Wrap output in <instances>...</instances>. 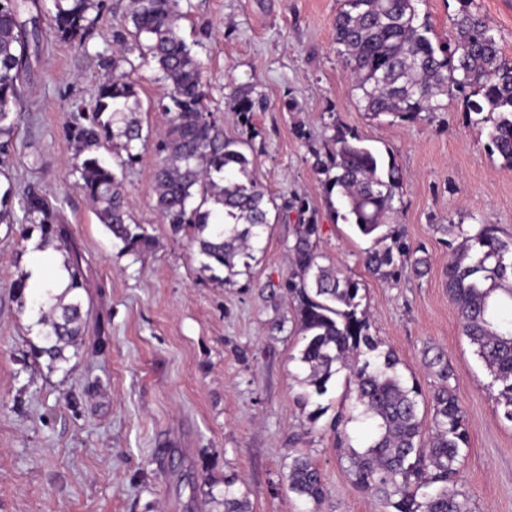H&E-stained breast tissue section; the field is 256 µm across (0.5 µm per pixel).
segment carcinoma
<instances>
[{
	"label": "carcinoma",
	"mask_w": 512,
	"mask_h": 512,
	"mask_svg": "<svg viewBox=\"0 0 512 512\" xmlns=\"http://www.w3.org/2000/svg\"><path fill=\"white\" fill-rule=\"evenodd\" d=\"M103 0H53L54 30L65 40L85 44L101 12ZM421 0H343L336 14L334 40L352 79V91L365 112L413 122L422 114L444 112V98L459 93L466 112L497 113L489 139L504 164L512 168V61L503 57L500 35L491 21L460 0L451 31L431 36L419 22ZM41 0H0V173L6 174L17 150L16 129L31 59L41 46ZM179 0H130L131 28L115 34L122 49L112 55V76L100 82L92 106L71 105L69 132L77 174L75 188L95 205V212L122 250L139 255L152 247L145 227L133 221L123 180L150 138H155L158 164L154 177L155 207L162 223L184 233L203 269H220L229 283L250 267L256 245L272 223L298 216L294 242L288 245L291 264L282 287L295 301V325L304 345L298 379L303 398L322 397L333 376L344 371L353 386L347 421L364 424L369 433L361 449L342 448L354 484L380 501L383 512H474L457 488L456 476L469 436L463 410L448 386L454 371L442 353L427 366L441 381L431 396V434L424 432L421 393L407 386L392 350H379L370 317L361 308L360 280L334 265L321 263L317 251L320 227L316 212L300 197L279 204L258 181L246 153L250 141L227 138L210 112L202 80V63L180 33ZM131 43L150 55L167 93L155 110L165 127L158 133L141 120V101L124 45ZM227 105L241 122L252 124L254 102L234 87ZM324 151L312 150L313 167L326 175L329 207L344 223L370 241L362 252L366 272L384 281L410 271L426 273L427 257L415 256L404 231L387 222L402 188V175L392 160L364 143L358 133L332 125ZM106 149V159L100 149ZM23 212L20 236L40 232L42 240L62 253L70 284L67 302L41 311L39 323L47 346L39 356L51 364L65 362V351L77 345L89 310L85 309L83 257L59 208L33 188L19 201L0 195V224H15L14 204ZM224 208V224L210 223L214 207ZM453 236L448 241L449 298L461 316L463 335L476 347L497 387L494 399L512 421V318L489 310L492 292L512 300V238L501 236L496 224L466 229L439 224ZM13 298L26 307V273L10 284ZM234 479L224 480V512H249L237 495ZM286 486L313 504L326 495L319 466L307 456L291 453Z\"/></svg>",
	"instance_id": "obj_1"
}]
</instances>
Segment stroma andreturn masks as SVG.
<instances>
[{
	"instance_id": "stroma-1",
	"label": "stroma",
	"mask_w": 512,
	"mask_h": 512,
	"mask_svg": "<svg viewBox=\"0 0 512 512\" xmlns=\"http://www.w3.org/2000/svg\"><path fill=\"white\" fill-rule=\"evenodd\" d=\"M341 0H181V35L203 63L207 108L227 137L246 133L228 110L229 87L254 100L249 157L277 200L306 198L322 226L317 250L364 284L362 305L381 350L430 396L427 362L443 351L457 378L469 432L457 476L474 512H512V422L491 394L492 378L462 335L448 297L447 237L436 227L496 224L512 236V168L470 122L461 97L421 120L393 122L363 111L336 52ZM129 0H104L84 45L43 27L40 58L26 82L17 153L0 193L36 186L60 208L84 261L90 312L68 362L49 366L44 346L9 285L29 258L0 224V512H224V480L236 481L250 512H382L359 490L336 450L333 425L347 392L337 374L320 398L303 401L302 341L288 271L289 224L270 225L249 269L227 284L192 257L154 207L158 156L146 146L125 173L134 220L154 238L133 256L73 186L70 106L92 104L111 75ZM393 155L403 185L390 223L424 250L428 271L385 282L366 275L368 242L336 219L324 175L312 167L332 123ZM322 470L328 495L310 505L288 493L292 451Z\"/></svg>"
}]
</instances>
